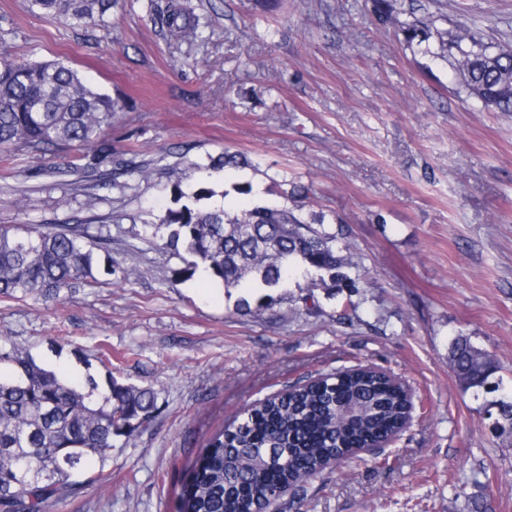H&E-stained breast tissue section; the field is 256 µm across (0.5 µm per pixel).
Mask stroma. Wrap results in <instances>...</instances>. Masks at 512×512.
Segmentation results:
<instances>
[{
    "label": "stroma",
    "mask_w": 512,
    "mask_h": 512,
    "mask_svg": "<svg viewBox=\"0 0 512 512\" xmlns=\"http://www.w3.org/2000/svg\"><path fill=\"white\" fill-rule=\"evenodd\" d=\"M168 0H121L107 27L72 29L0 0V53L62 61L118 100L102 134L114 169L127 150L166 159L131 187L67 184L74 152L0 153V225L90 221L112 235L113 274L58 301L0 299V339L79 380L156 391L158 410L114 438L103 482L47 512H180L191 466L250 406L309 379L372 366L409 386L408 427L388 448L327 467L278 512H512V113L464 103L453 72L381 24L369 0H189L200 45L159 20ZM401 13L476 21L512 49V0H397ZM245 166L206 187L237 207L275 204L342 245L355 289L296 282L266 297L188 274L149 243L172 205L180 153L223 151ZM355 311H346V303ZM469 336L498 390L464 389L449 348Z\"/></svg>",
    "instance_id": "obj_1"
}]
</instances>
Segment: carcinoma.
Listing matches in <instances>:
<instances>
[{
	"label": "carcinoma",
	"mask_w": 512,
	"mask_h": 512,
	"mask_svg": "<svg viewBox=\"0 0 512 512\" xmlns=\"http://www.w3.org/2000/svg\"><path fill=\"white\" fill-rule=\"evenodd\" d=\"M383 24L397 27L403 44L457 76L456 94L493 112L512 113V50L469 25L453 34L440 17L399 18L396 0H371ZM118 0H26L32 15H48L71 28L106 24ZM175 36L203 40L205 23L191 7L169 4L164 16ZM118 102L87 85L63 62H33L0 56V151L42 152L50 147L97 148L112 125ZM242 159L228 151L206 164L191 163L188 178L211 177ZM124 174L149 177L151 163L136 156L121 163ZM208 192L188 193L175 184V207L161 224L169 229L164 247L192 257L226 287L274 289L298 273L319 281L356 280L341 272L344 258L334 233L318 229L292 211L256 206L231 214L200 205ZM73 224L0 225V299L41 296L56 300L80 283L97 282L99 258L111 256L112 236ZM458 380L467 390L489 388L496 365L467 336L450 348ZM408 399L391 377L371 368L318 377L252 407L238 423L217 434L196 461L181 512H261L278 487L306 494V484L333 460L395 433ZM157 408L156 392L109 378L99 389L67 380L30 355L0 344V512H45L49 503L101 475L87 465L112 450L115 437L130 438ZM288 459V466L281 465ZM86 476L83 481L80 476Z\"/></svg>",
	"instance_id": "obj_1"
}]
</instances>
